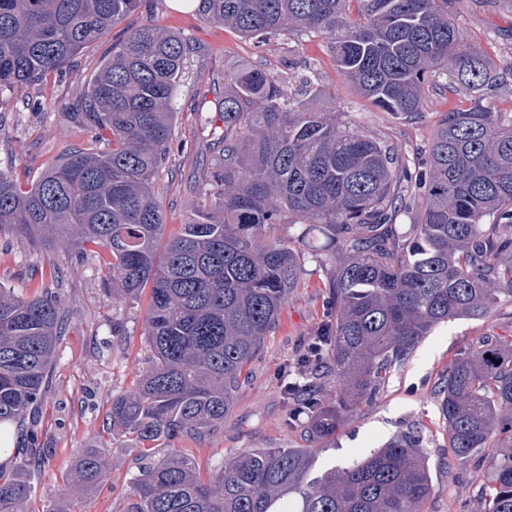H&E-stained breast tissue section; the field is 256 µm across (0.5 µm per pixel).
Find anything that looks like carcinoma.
Listing matches in <instances>:
<instances>
[{"mask_svg": "<svg viewBox=\"0 0 512 512\" xmlns=\"http://www.w3.org/2000/svg\"><path fill=\"white\" fill-rule=\"evenodd\" d=\"M205 21L267 44L292 32L324 36L353 88L398 118L425 112L443 74L472 105L444 112L426 149L404 159L385 143L320 112L308 82L293 96L257 66L224 78V132L205 201L163 240L154 175L166 162L176 98L192 41L151 22L112 48L78 94L76 122L105 152L75 150L25 188L0 170V233L40 248H102L107 296L133 304L150 289L145 336L152 368L112 399V438L146 447L124 512H419L433 491L418 436L400 433L364 460L312 476V448H251L205 478L170 447L224 426L243 370L304 282L305 253L267 228L302 224L324 239L330 305L322 363L295 389L315 441L374 395L435 326L478 319L512 302V119L483 105L512 76L464 44L455 0H196ZM144 0H0V93L60 72ZM419 210L407 231L410 187ZM67 311L50 287L19 297L0 287V425L40 407ZM336 379L321 393V375ZM456 461L490 459L484 512H512V340L486 339L457 355L436 393ZM46 456L37 436L0 469V512H22ZM105 454L86 448L67 480L83 497Z\"/></svg>", "mask_w": 512, "mask_h": 512, "instance_id": "1", "label": "carcinoma"}]
</instances>
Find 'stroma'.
Segmentation results:
<instances>
[{"mask_svg":"<svg viewBox=\"0 0 512 512\" xmlns=\"http://www.w3.org/2000/svg\"><path fill=\"white\" fill-rule=\"evenodd\" d=\"M164 30L191 37L198 51L186 62L177 97L172 150L155 178L167 234L177 233L202 200L203 177L217 156L213 148V118L224 99V76L244 64L261 65L271 75L297 81L314 73L328 94L319 109L386 142L406 158L431 139L440 113L465 108V92L437 84L426 94L421 119L395 118L357 96L339 72L327 40L291 35L257 46L238 31L201 20L171 7L170 0H152L149 8L128 14L103 38L90 44L70 68L41 82L0 93V169L15 179L34 181L64 154L77 149L108 150L109 137L92 138L69 117L77 92L112 54V48L147 21ZM456 22L468 46L499 62L512 61V0H459ZM108 253L58 249L43 252L24 238L0 235V284L19 296L31 295L42 270L61 274L58 294L68 308V325L58 345L44 401L30 420L49 454L36 473L24 512H123L127 490L144 456L141 445L125 441L113 446L108 414L114 397L131 390L149 364L144 336L147 299L128 304L106 296L101 280ZM304 285L296 289L247 367L235 405L224 425L204 440H177L193 456L202 473L219 470L226 457L250 448H299L303 441L292 426L294 405L281 385L283 370L294 368L304 345L325 322L329 310L318 259L306 262ZM120 331H113V322ZM486 336L512 338V304L497 307L487 317L451 320L435 327L415 351L392 371L378 394L321 443L316 473L345 467L369 456L394 435L419 432L433 474V493L420 512H484L480 476L490 464L454 462L440 420L435 389L449 362ZM103 449L109 469L96 494L74 500L65 496L66 480L79 453Z\"/></svg>","mask_w":512,"mask_h":512,"instance_id":"1","label":"stroma"}]
</instances>
